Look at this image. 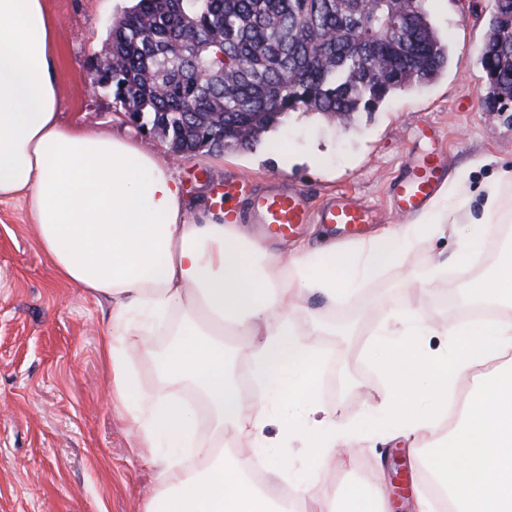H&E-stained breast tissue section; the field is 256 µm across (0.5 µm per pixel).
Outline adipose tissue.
Returning <instances> with one entry per match:
<instances>
[{
	"label": "adipose tissue",
	"instance_id": "adipose-tissue-1",
	"mask_svg": "<svg viewBox=\"0 0 512 512\" xmlns=\"http://www.w3.org/2000/svg\"><path fill=\"white\" fill-rule=\"evenodd\" d=\"M55 26L45 0H0V199L22 200L61 281L110 304L102 353L111 395L137 431L138 455L159 468L166 491L144 512H387L382 493L336 497L335 411L316 398L320 363L293 311L308 297L328 305L367 288L377 274L444 226L460 222L462 206L433 200L413 223L400 224L339 251L297 245L289 255L262 245L224 212L191 215L168 162L139 142L78 125H63L53 77ZM485 218L470 223L450 263L479 248L484 224L501 223L507 208L496 183L484 187ZM466 294L486 305H512V262L471 281ZM402 330L377 338L375 362L387 389L381 404L391 421L431 446L448 418V396L461 377L472 381L460 405L451 444L435 450L431 476L447 494L448 512H512V365L494 375L484 366L512 354V314L443 327L448 345L426 352L433 326L411 300L401 305ZM177 320V337L157 357L163 384L144 391L128 356L137 337ZM249 337L254 386L229 376L225 336ZM188 381L205 401L210 436L197 441L199 418L168 384ZM290 418H283V411ZM304 418L313 452L311 485L278 498L250 477L251 457L236 454L238 438L267 452L266 472L282 477L285 454L264 429ZM179 450L203 461L189 473L171 457Z\"/></svg>",
	"mask_w": 512,
	"mask_h": 512
}]
</instances>
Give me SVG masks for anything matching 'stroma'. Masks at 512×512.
Returning a JSON list of instances; mask_svg holds the SVG:
<instances>
[{
    "label": "stroma",
    "instance_id": "stroma-1",
    "mask_svg": "<svg viewBox=\"0 0 512 512\" xmlns=\"http://www.w3.org/2000/svg\"><path fill=\"white\" fill-rule=\"evenodd\" d=\"M55 21L54 74L62 123L133 137L155 154L173 159L186 203L193 213L214 211L213 184L248 178L260 190L273 180L303 189L311 205L347 192L371 205L379 227L394 223L388 189L408 155L424 147L420 132L431 129L448 163L443 189L480 217L484 183L512 170V112H487L488 92L481 47L494 14V0H424L446 41V68L432 82L396 93L373 111L355 112L348 124L315 113H290L275 129L291 159L280 167L272 144L221 153L200 150L174 159L170 144L124 115L111 94L90 88V67L104 56L106 40L122 5L111 0H45ZM320 163H313V154ZM494 157L483 165L485 157ZM457 247L454 235L435 236L388 268L374 287L329 308L309 301L298 323L335 325L334 336H313L325 354L317 396L351 427L373 416L368 436L350 441L353 458L343 469L339 496L350 489H383L389 512H415L434 466L430 449L390 425L375 406L386 391L368 348L374 329L394 321L408 284L424 283L421 315L430 323L457 321L470 300V279L492 269L472 259L464 268L435 272ZM109 304L61 282L41 249L22 201L0 200V512H143L164 487L132 444L136 432L109 399L110 374L99 348ZM162 336L130 347L141 387L160 384L155 348Z\"/></svg>",
    "mask_w": 512,
    "mask_h": 512
}]
</instances>
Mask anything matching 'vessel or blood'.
I'll return each instance as SVG.
<instances>
[{"label":"vessel or blood","mask_w":512,"mask_h":512,"mask_svg":"<svg viewBox=\"0 0 512 512\" xmlns=\"http://www.w3.org/2000/svg\"><path fill=\"white\" fill-rule=\"evenodd\" d=\"M448 175V165L434 149L413 153L405 167L390 183L393 210L404 222L420 212L440 189ZM248 205V223L257 225L263 236L292 237L306 224H324L330 231L347 238L364 237L368 224L374 223V210L352 195H336L319 208H311L299 189L271 186L254 192L246 178L225 180L216 189L215 201L231 205L239 201Z\"/></svg>","instance_id":"vessel-or-blood-1"}]
</instances>
